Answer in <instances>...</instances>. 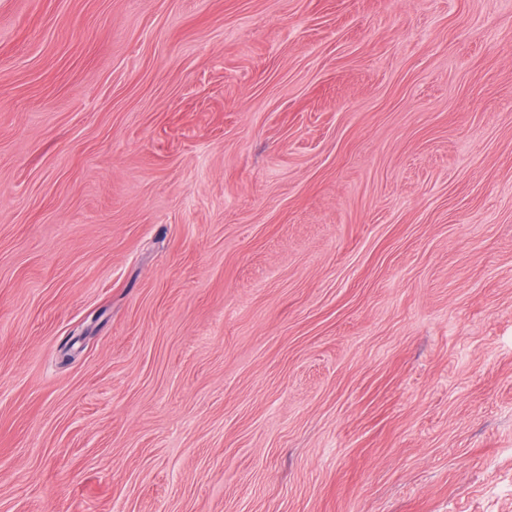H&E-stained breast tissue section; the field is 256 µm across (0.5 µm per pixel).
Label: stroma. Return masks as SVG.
<instances>
[{
  "mask_svg": "<svg viewBox=\"0 0 512 512\" xmlns=\"http://www.w3.org/2000/svg\"><path fill=\"white\" fill-rule=\"evenodd\" d=\"M0 512H512V0H0Z\"/></svg>",
  "mask_w": 512,
  "mask_h": 512,
  "instance_id": "stroma-1",
  "label": "stroma"
}]
</instances>
